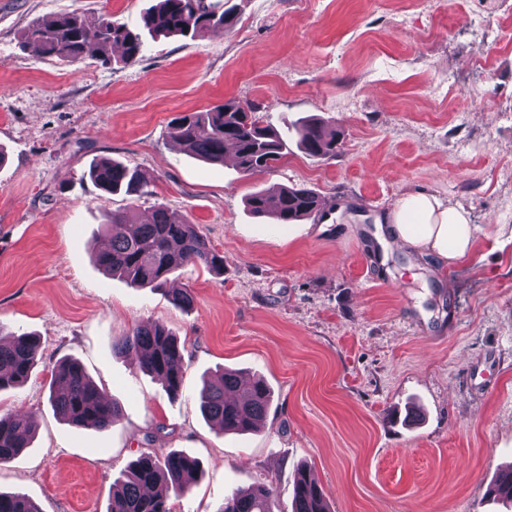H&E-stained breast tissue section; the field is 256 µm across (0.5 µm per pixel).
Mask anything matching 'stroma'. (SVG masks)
Wrapping results in <instances>:
<instances>
[{"label": "stroma", "instance_id": "stroma-1", "mask_svg": "<svg viewBox=\"0 0 512 512\" xmlns=\"http://www.w3.org/2000/svg\"><path fill=\"white\" fill-rule=\"evenodd\" d=\"M154 0H0V332L38 339L28 381L0 413L36 420L0 464V492L41 512H107L141 454L182 451L197 482L172 512H217L234 490L272 486L292 512L307 465L334 512H512L487 499L512 467V0H207L233 24L205 40L147 39L131 64L69 63L23 46L32 22L80 12L134 25ZM227 100L283 130L335 125V156L297 144L265 173L177 147L171 121ZM109 157L151 195L107 194L88 176ZM325 199L292 224L246 199L276 185ZM464 207L471 256L442 267L385 249V215L410 192ZM186 216L224 256L169 285L189 308L104 274L109 213L156 204ZM185 345L171 396L112 343L140 321ZM77 360L122 409L111 429L54 412L57 364ZM221 368L262 378V429L226 434L195 396Z\"/></svg>", "mask_w": 512, "mask_h": 512}]
</instances>
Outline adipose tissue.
<instances>
[{"label": "adipose tissue", "instance_id": "1", "mask_svg": "<svg viewBox=\"0 0 512 512\" xmlns=\"http://www.w3.org/2000/svg\"><path fill=\"white\" fill-rule=\"evenodd\" d=\"M388 231L390 248L434 256L450 265L470 257L476 239V227L466 209L425 194L401 199L392 211Z\"/></svg>", "mask_w": 512, "mask_h": 512}]
</instances>
